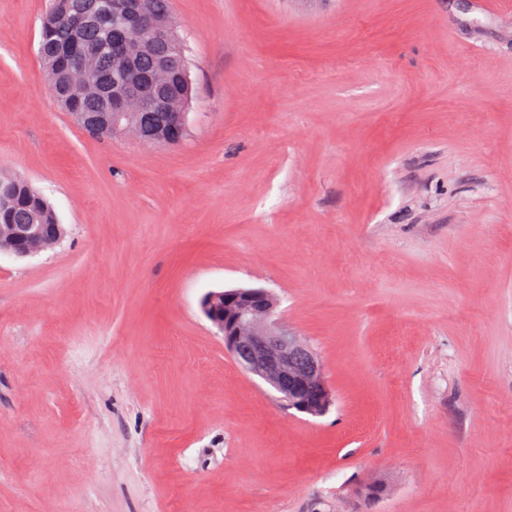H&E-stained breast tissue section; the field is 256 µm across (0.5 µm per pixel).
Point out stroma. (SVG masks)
<instances>
[{
    "instance_id": "35a3bbf8",
    "label": "stroma",
    "mask_w": 512,
    "mask_h": 512,
    "mask_svg": "<svg viewBox=\"0 0 512 512\" xmlns=\"http://www.w3.org/2000/svg\"><path fill=\"white\" fill-rule=\"evenodd\" d=\"M50 4L0 0V174L65 229L0 255V512H512V13L171 0L172 147L59 108ZM258 287L320 356L326 415L202 312Z\"/></svg>"
}]
</instances>
